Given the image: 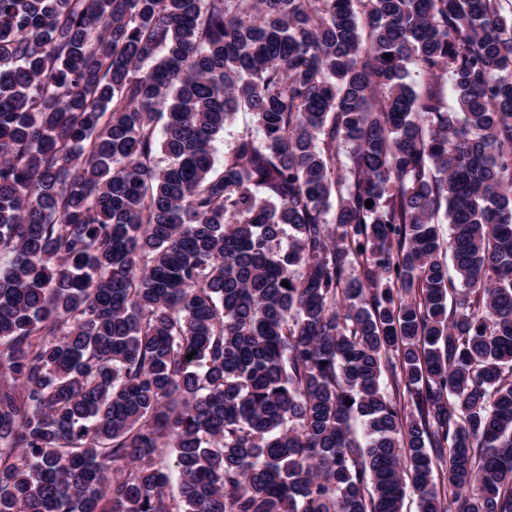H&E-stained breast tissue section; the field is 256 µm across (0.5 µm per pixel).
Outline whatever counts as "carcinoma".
I'll return each mask as SVG.
<instances>
[{
  "label": "carcinoma",
  "mask_w": 512,
  "mask_h": 512,
  "mask_svg": "<svg viewBox=\"0 0 512 512\" xmlns=\"http://www.w3.org/2000/svg\"><path fill=\"white\" fill-rule=\"evenodd\" d=\"M409 490L512 512V0H0V512Z\"/></svg>",
  "instance_id": "cac0c4a2"
}]
</instances>
